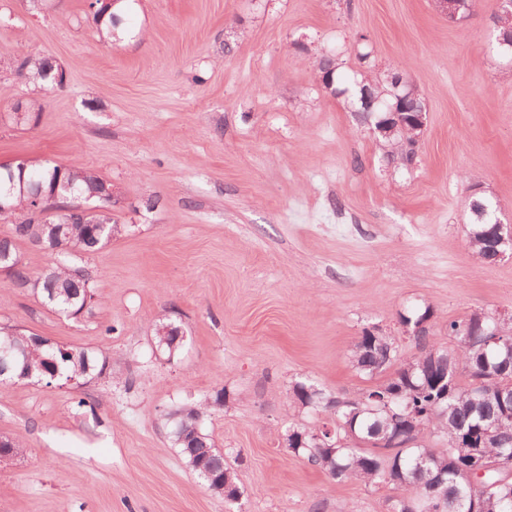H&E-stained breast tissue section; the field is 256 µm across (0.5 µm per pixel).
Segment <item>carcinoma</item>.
I'll list each match as a JSON object with an SVG mask.
<instances>
[{
	"label": "carcinoma",
	"instance_id": "1",
	"mask_svg": "<svg viewBox=\"0 0 512 512\" xmlns=\"http://www.w3.org/2000/svg\"><path fill=\"white\" fill-rule=\"evenodd\" d=\"M59 66L48 58L23 55L16 71L33 81L60 87ZM35 103L10 119L16 125L37 121ZM415 127L377 138L382 155L407 170L418 158ZM33 182L61 203L74 197L94 198L102 210L60 207L47 223L35 221ZM105 179L79 164L36 168L19 162L0 174V201L11 207L12 234L0 237V255L18 288L28 287L42 303L66 316L82 311L87 293H95L82 269L64 260L34 278L23 264L16 241L28 240L57 253L92 252L120 232L104 212L109 202L97 198ZM498 206L481 200L474 206L468 246L492 258L493 223ZM416 352L408 355L397 339L378 330H363L351 358L361 373L387 377L355 398L344 399L315 385L297 382L290 400L296 407L323 413L332 426H288V452L327 473L336 483L358 480L369 487H388L390 512H512V477L495 468L472 485L463 477L466 458L477 451L494 463L512 456V320L494 312H473L448 323V341L427 327L412 336ZM34 371L58 372L60 379L93 374L96 361L85 350L33 345L25 363ZM21 362H9L6 378L19 375ZM207 407L186 403L172 414V441L198 475L224 477V459L204 429Z\"/></svg>",
	"mask_w": 512,
	"mask_h": 512
}]
</instances>
